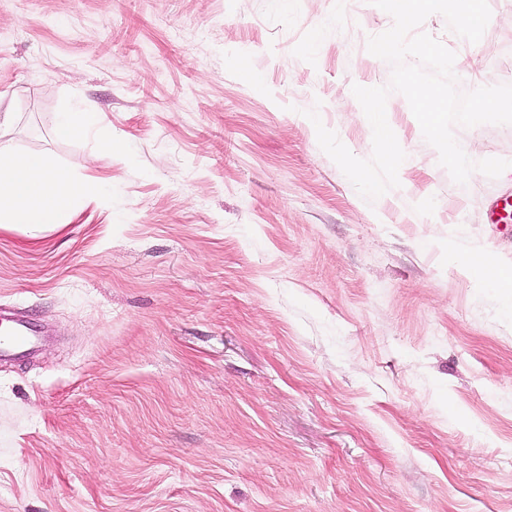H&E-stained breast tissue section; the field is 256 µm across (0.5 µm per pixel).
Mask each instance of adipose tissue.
Instances as JSON below:
<instances>
[{"mask_svg": "<svg viewBox=\"0 0 512 512\" xmlns=\"http://www.w3.org/2000/svg\"><path fill=\"white\" fill-rule=\"evenodd\" d=\"M101 181L79 180L44 156L0 139V224L25 225L31 235L64 223L76 200L93 198Z\"/></svg>", "mask_w": 512, "mask_h": 512, "instance_id": "obj_1", "label": "adipose tissue"}]
</instances>
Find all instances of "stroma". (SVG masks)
<instances>
[{
	"mask_svg": "<svg viewBox=\"0 0 512 512\" xmlns=\"http://www.w3.org/2000/svg\"><path fill=\"white\" fill-rule=\"evenodd\" d=\"M477 74L512 83V0ZM393 19L367 0H0L1 130L109 180L70 224L0 228V307L51 337L0 363V512H512V180L455 183L407 99L400 185L367 202L353 85ZM89 104L102 123L55 134ZM512 160V125L454 127ZM111 150H104V140ZM475 255H471L467 259L466 270L470 273L478 284L493 283L496 288H508L512 296V274L511 272L506 274L502 270L499 271V275L491 276V270L493 268L492 263L483 259H475Z\"/></svg>",
	"mask_w": 512,
	"mask_h": 512,
	"instance_id": "35a3bbf8",
	"label": "stroma"
}]
</instances>
